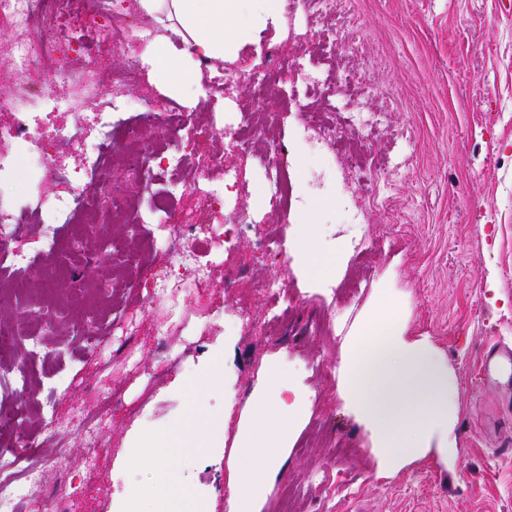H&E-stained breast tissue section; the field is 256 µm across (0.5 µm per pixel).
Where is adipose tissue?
<instances>
[{
  "instance_id": "1",
  "label": "adipose tissue",
  "mask_w": 512,
  "mask_h": 512,
  "mask_svg": "<svg viewBox=\"0 0 512 512\" xmlns=\"http://www.w3.org/2000/svg\"><path fill=\"white\" fill-rule=\"evenodd\" d=\"M157 34L141 55L148 77L165 74V89L200 85L199 61L223 62L226 43L242 40L254 13L276 17L278 0H138ZM338 390L369 432L374 475L388 478L411 462L456 455L454 387L447 361L428 337L410 338L405 310L386 291L356 321L342 346ZM305 400L285 379L256 395L237 438V477L229 481L230 512H254L264 475L274 470L301 417ZM178 436L157 438L153 485L166 492L170 512H187L185 492L171 482Z\"/></svg>"
}]
</instances>
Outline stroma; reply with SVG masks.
<instances>
[{"instance_id": "35a3bbf8", "label": "stroma", "mask_w": 512, "mask_h": 512, "mask_svg": "<svg viewBox=\"0 0 512 512\" xmlns=\"http://www.w3.org/2000/svg\"><path fill=\"white\" fill-rule=\"evenodd\" d=\"M306 23L305 14L284 11L252 26L224 60L244 74L230 98L213 100L204 87L186 102L145 78L118 92L113 125L187 155L179 182L205 170L213 152L238 173L209 221L228 227L242 214L247 222L232 252L219 241L204 247V282L185 287L188 271H173L174 308L152 302L151 274L133 256L168 184L127 158L116 139L95 252L71 245L76 226L59 228L69 246L55 261L72 277L57 286L55 311L0 294V318L44 328L42 357L23 350L17 361L39 396L62 398L52 412L29 414L23 436L4 444L31 455L43 428L65 433V458L45 468L36 492L68 497L67 512H166L165 493L150 483L152 438L189 419L210 434L203 449L181 451L174 481L188 490L191 512H229L235 439L272 364L306 403L259 512H512V386L483 379L488 348L512 347V0H336L326 53L305 37ZM272 47L321 71L323 90L292 100L283 83L258 99L253 82ZM247 109L267 114L254 137L286 163L290 211L269 195L262 161L231 135ZM310 109L336 127L320 152L301 130ZM174 111L191 120L214 114L224 133L203 147L180 139L166 121ZM367 111L371 127L353 128L350 113ZM131 197L139 216L111 217L113 203ZM307 223L318 224L323 246L342 251L326 288L292 266ZM269 236L280 250H263ZM353 236L366 239V251L349 250ZM264 280L286 284L287 301L263 294ZM379 288L406 304L411 333L443 353L457 405L456 458L446 466L420 460L389 479L375 478L368 435L337 389L343 339ZM92 317L99 329L73 341ZM162 325L169 335H159ZM215 372L220 385L202 388ZM102 391L116 396L109 415L78 425V409ZM85 473L87 495L71 494L69 479ZM287 485L301 492L290 508L281 500Z\"/></svg>"}]
</instances>
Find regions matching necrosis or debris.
<instances>
[{"mask_svg":"<svg viewBox=\"0 0 512 512\" xmlns=\"http://www.w3.org/2000/svg\"><path fill=\"white\" fill-rule=\"evenodd\" d=\"M3 23L13 36L0 45V63L14 73L19 92L0 97V142L10 143L16 151L15 164L0 159V183L11 178L16 166L31 165L52 172L67 185L52 193L35 185L23 199L0 193V260L17 267V274L8 278L10 290L24 294L29 290L23 273L28 261L16 246L21 224L48 227L45 258L37 272L49 285L59 276L51 262L62 245L56 225H79L83 241L92 245L98 240L99 229L93 223L98 192L92 183L94 176L105 175L112 167V112L118 101L110 91L137 77L132 64L113 70L112 59L123 55L132 61L150 38L138 35L116 0H0ZM54 78L73 86L75 97L59 95L50 84ZM88 105L95 108L94 137H87L83 124L50 120L55 113ZM193 193L197 213L176 211L166 196L153 203L151 212L158 223L178 225L172 258L177 265L191 267L199 281L207 269L197 264L196 253L216 232L201 215L223 197L224 190L204 178L195 183ZM47 464L44 458L16 459L9 449L0 448V512H65V500L31 493Z\"/></svg>","mask_w":512,"mask_h":512,"instance_id":"4bbe7bcc","label":"necrosis or debris"}]
</instances>
